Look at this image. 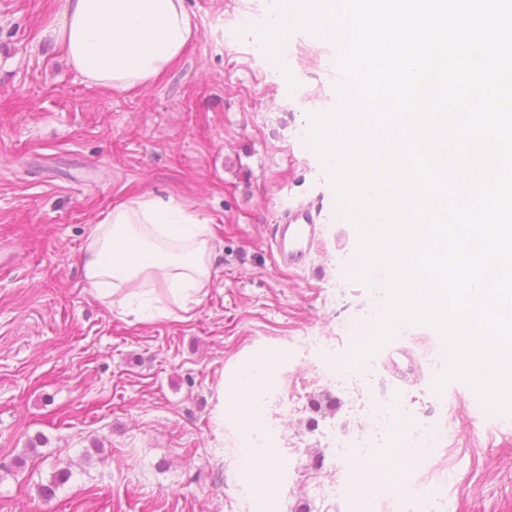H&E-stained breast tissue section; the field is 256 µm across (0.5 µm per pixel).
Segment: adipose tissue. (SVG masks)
I'll use <instances>...</instances> for the list:
<instances>
[{
    "label": "adipose tissue",
    "instance_id": "1",
    "mask_svg": "<svg viewBox=\"0 0 512 512\" xmlns=\"http://www.w3.org/2000/svg\"><path fill=\"white\" fill-rule=\"evenodd\" d=\"M197 34L185 0H63L62 11L40 37L58 47L68 65L88 86L123 93L157 82L181 59ZM214 260L210 220L196 205L145 194L103 212L85 247L84 279L95 297L128 313L131 300L143 298L142 284L162 282L166 301L159 314L190 311L209 292ZM275 361L255 359L225 391L217 395L216 421L231 419L244 430L260 422L264 399L273 384ZM419 454L410 443L397 444L388 457L355 459L348 492L371 512L372 476L390 477L395 491L403 483L397 472ZM280 450L246 448L242 466L254 476L258 493L274 488Z\"/></svg>",
    "mask_w": 512,
    "mask_h": 512
}]
</instances>
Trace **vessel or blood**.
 Returning a JSON list of instances; mask_svg holds the SVG:
<instances>
[{
	"label": "vessel or blood",
	"instance_id": "1",
	"mask_svg": "<svg viewBox=\"0 0 512 512\" xmlns=\"http://www.w3.org/2000/svg\"><path fill=\"white\" fill-rule=\"evenodd\" d=\"M318 237L319 226L311 210L299 208L290 212L285 223L273 227L277 265L287 268L302 265Z\"/></svg>",
	"mask_w": 512,
	"mask_h": 512
}]
</instances>
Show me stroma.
Wrapping results in <instances>:
<instances>
[{
	"instance_id": "stroma-1",
	"label": "stroma",
	"mask_w": 512,
	"mask_h": 512,
	"mask_svg": "<svg viewBox=\"0 0 512 512\" xmlns=\"http://www.w3.org/2000/svg\"><path fill=\"white\" fill-rule=\"evenodd\" d=\"M63 0H0V512H254L249 480L213 427L221 380L262 355L294 385L277 421L279 485L266 512H361L344 491L343 443L370 432L341 365L343 324L380 297L346 281L359 235L305 132L331 110L342 75L334 44L298 30L279 87L247 42L222 30L265 0H186L198 26L181 62L125 93L86 85L39 33ZM157 194L197 203L216 247L209 294L190 312L141 318L94 298L82 272L91 226L112 205ZM319 213L304 267H277L271 227ZM442 333L412 323L373 357L411 422L448 442L411 462L398 507L430 487L450 512H512V423L480 415L461 379L444 386ZM333 400L325 416L314 401ZM44 435L36 451L29 437ZM69 470L52 501L38 486Z\"/></svg>"
}]
</instances>
